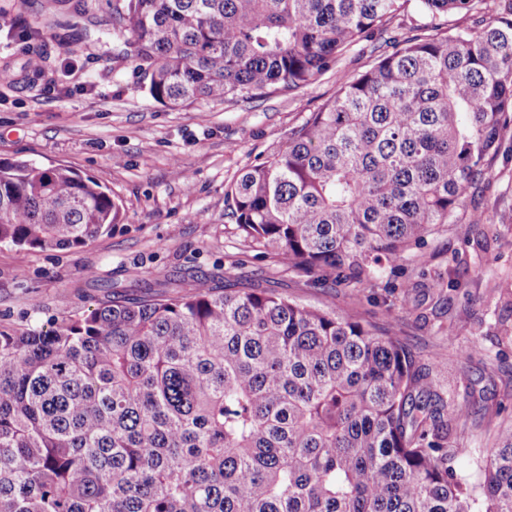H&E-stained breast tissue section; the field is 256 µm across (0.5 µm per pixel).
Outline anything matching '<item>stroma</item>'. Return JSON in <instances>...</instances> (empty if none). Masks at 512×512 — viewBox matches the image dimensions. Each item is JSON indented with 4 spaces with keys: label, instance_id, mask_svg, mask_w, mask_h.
<instances>
[{
    "label": "stroma",
    "instance_id": "35a3bbf8",
    "mask_svg": "<svg viewBox=\"0 0 512 512\" xmlns=\"http://www.w3.org/2000/svg\"><path fill=\"white\" fill-rule=\"evenodd\" d=\"M71 2L0 0V160L68 166L118 197L123 215L81 248L22 256L0 244V325L43 327L114 296L188 281L268 288L349 312L395 332L445 399L469 406L448 435L466 451L458 475L477 481L497 432L512 425V135L454 225L376 285L326 288L244 241L224 192L335 95L337 75L366 70L370 50L352 47L338 71L295 92L169 109L141 92L133 61L113 63V0H87L82 18ZM29 50L50 54L36 85L22 69ZM439 277L444 287H432Z\"/></svg>",
    "mask_w": 512,
    "mask_h": 512
}]
</instances>
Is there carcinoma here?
<instances>
[{"mask_svg": "<svg viewBox=\"0 0 512 512\" xmlns=\"http://www.w3.org/2000/svg\"><path fill=\"white\" fill-rule=\"evenodd\" d=\"M116 0L112 58L175 108L302 89L379 36L390 50L247 166L241 237L355 288L453 223L512 129V0ZM122 204L58 164L0 161V244L80 248ZM447 403L406 346L267 288L112 299L0 326V512H512V425L478 483ZM426 23V20L411 5L405 12H401L391 22L390 27L404 36H411L416 33L417 28Z\"/></svg>", "mask_w": 512, "mask_h": 512, "instance_id": "1", "label": "carcinoma"}]
</instances>
